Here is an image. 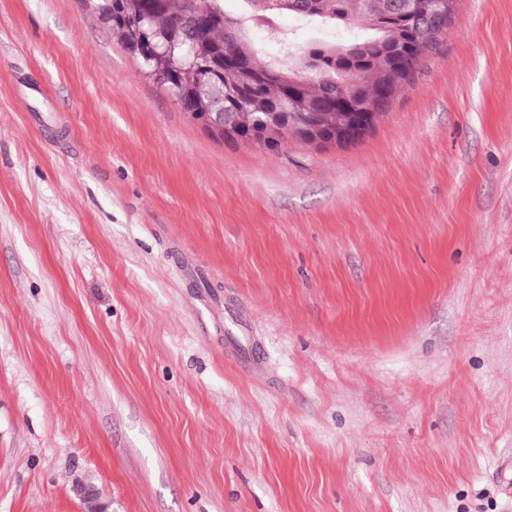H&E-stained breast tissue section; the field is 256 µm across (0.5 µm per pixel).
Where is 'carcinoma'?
Masks as SVG:
<instances>
[{
	"label": "carcinoma",
	"instance_id": "1",
	"mask_svg": "<svg viewBox=\"0 0 512 512\" xmlns=\"http://www.w3.org/2000/svg\"><path fill=\"white\" fill-rule=\"evenodd\" d=\"M235 15L224 11L223 0H88L90 8L112 29L123 46L139 60L147 78L168 91L185 112L224 92V110L250 112L260 98L279 103L293 80L309 73L302 93L312 111L327 112L328 105L362 78L360 96L383 112L392 98L380 95L381 75L393 62L403 64L396 90L411 83L420 57L442 34L452 18L448 0H239ZM288 13L322 30L356 24L360 35L347 43L319 39L298 46L281 29L277 18ZM161 27L170 34L190 28L187 44L168 47L161 38L143 39L142 31ZM256 28L265 30L275 47L274 57L261 56L263 46L252 39ZM323 124L307 116L279 131L245 133L273 150L290 136L304 143L308 129Z\"/></svg>",
	"mask_w": 512,
	"mask_h": 512
}]
</instances>
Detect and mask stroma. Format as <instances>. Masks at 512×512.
I'll list each match as a JSON object with an SVG mask.
<instances>
[{
    "label": "stroma",
    "mask_w": 512,
    "mask_h": 512,
    "mask_svg": "<svg viewBox=\"0 0 512 512\" xmlns=\"http://www.w3.org/2000/svg\"><path fill=\"white\" fill-rule=\"evenodd\" d=\"M512 512V0L356 144L213 138L83 0H0V512Z\"/></svg>",
    "instance_id": "obj_1"
}]
</instances>
